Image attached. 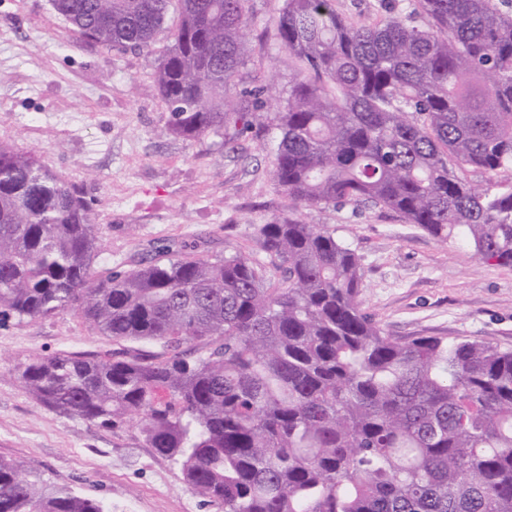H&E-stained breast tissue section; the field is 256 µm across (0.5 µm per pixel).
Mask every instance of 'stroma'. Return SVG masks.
Wrapping results in <instances>:
<instances>
[{"instance_id": "stroma-1", "label": "stroma", "mask_w": 512, "mask_h": 512, "mask_svg": "<svg viewBox=\"0 0 512 512\" xmlns=\"http://www.w3.org/2000/svg\"><path fill=\"white\" fill-rule=\"evenodd\" d=\"M278 0H247L250 32L239 87L267 90L252 132L233 143L166 130L152 73L171 44L108 49L77 38L51 0H0V142L35 154L86 200L100 227L95 268L129 267L171 240L207 254L263 253L253 227L297 218L334 231L360 256L361 307L390 336L468 338L512 348V266L476 264L399 214L370 204L302 207L271 176L281 109L294 71L274 37ZM356 24L415 0H335ZM107 337L72 311L0 320V457L47 481L134 512H216L180 466L150 448L137 422L120 429L60 416L32 397L16 370L36 356L108 352Z\"/></svg>"}]
</instances>
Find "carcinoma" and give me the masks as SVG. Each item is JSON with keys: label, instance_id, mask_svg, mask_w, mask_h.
I'll use <instances>...</instances> for the list:
<instances>
[{"label": "carcinoma", "instance_id": "carcinoma-1", "mask_svg": "<svg viewBox=\"0 0 512 512\" xmlns=\"http://www.w3.org/2000/svg\"><path fill=\"white\" fill-rule=\"evenodd\" d=\"M178 4L154 81L167 131L251 129L265 88L245 63V0H52L79 39L145 50ZM356 25L334 0H279L296 77L272 176L305 207L371 202L476 259L512 265V11L416 0ZM264 253L172 241L97 272L98 225L34 154L0 143V315L76 311L126 346L20 372L44 406L106 428L132 419L219 512H512V349L388 336L361 309L360 257L297 219L257 224ZM0 512H109L0 457Z\"/></svg>", "mask_w": 512, "mask_h": 512}]
</instances>
